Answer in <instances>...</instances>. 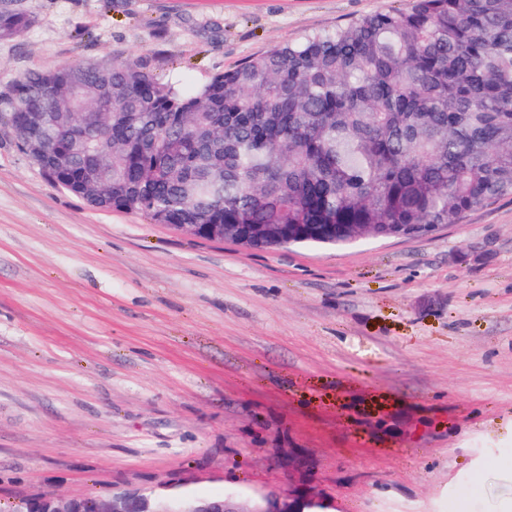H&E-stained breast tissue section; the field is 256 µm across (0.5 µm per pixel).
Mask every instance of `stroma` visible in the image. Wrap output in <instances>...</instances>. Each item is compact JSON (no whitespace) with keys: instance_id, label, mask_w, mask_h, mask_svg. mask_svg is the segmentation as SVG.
I'll use <instances>...</instances> for the list:
<instances>
[{"instance_id":"obj_1","label":"stroma","mask_w":512,"mask_h":512,"mask_svg":"<svg viewBox=\"0 0 512 512\" xmlns=\"http://www.w3.org/2000/svg\"><path fill=\"white\" fill-rule=\"evenodd\" d=\"M411 0H27L0 90L90 59L198 87ZM512 196L422 237L250 249L88 205L0 125V512L169 488L333 512L512 494ZM62 499L52 495L42 494L37 497L19 498L15 502L23 507L20 512H96L97 498ZM330 508L331 505L320 498L305 497L300 500L297 495H288V499L283 500L261 497L254 501L249 512H328Z\"/></svg>"}]
</instances>
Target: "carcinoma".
<instances>
[{"label": "carcinoma", "mask_w": 512, "mask_h": 512, "mask_svg": "<svg viewBox=\"0 0 512 512\" xmlns=\"http://www.w3.org/2000/svg\"><path fill=\"white\" fill-rule=\"evenodd\" d=\"M0 0V38L31 23ZM0 124L57 185L153 224L348 245L512 196V0H412L182 90L136 60L29 73Z\"/></svg>", "instance_id": "carcinoma-1"}]
</instances>
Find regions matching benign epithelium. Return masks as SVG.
Here are the masks:
<instances>
[{
    "mask_svg": "<svg viewBox=\"0 0 512 512\" xmlns=\"http://www.w3.org/2000/svg\"><path fill=\"white\" fill-rule=\"evenodd\" d=\"M206 237L211 240L229 241L247 248L252 244L234 234L231 229L210 224ZM157 502L154 512H329L331 505L323 499L294 495L288 499L261 497L254 501L252 508L244 511L235 496L226 495L222 499L205 502L187 493H165L155 490L136 492H114L103 501L100 512H148L149 501ZM81 498L62 499L42 494L37 497L20 498L16 503L23 507L21 512H81Z\"/></svg>",
    "mask_w": 512,
    "mask_h": 512,
    "instance_id": "1",
    "label": "benign epithelium"
}]
</instances>
